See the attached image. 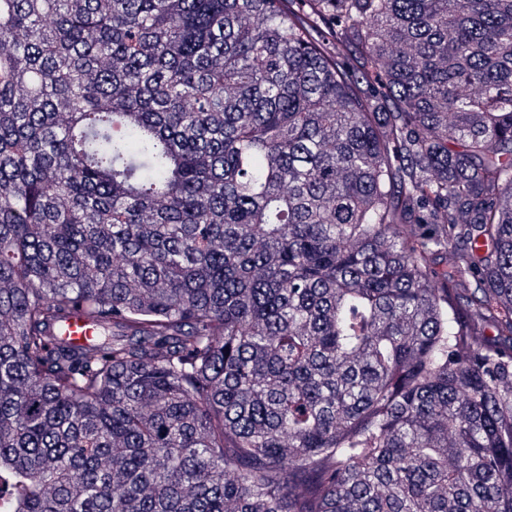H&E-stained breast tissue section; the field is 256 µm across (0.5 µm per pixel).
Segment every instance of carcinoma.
<instances>
[{
	"label": "carcinoma",
	"instance_id": "obj_1",
	"mask_svg": "<svg viewBox=\"0 0 512 512\" xmlns=\"http://www.w3.org/2000/svg\"><path fill=\"white\" fill-rule=\"evenodd\" d=\"M0 512H512V0H0Z\"/></svg>",
	"mask_w": 512,
	"mask_h": 512
}]
</instances>
